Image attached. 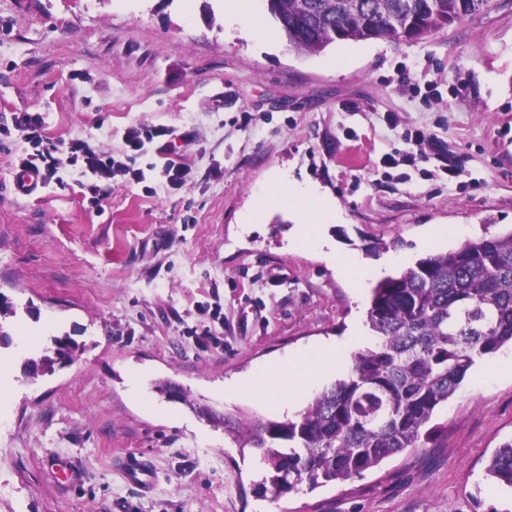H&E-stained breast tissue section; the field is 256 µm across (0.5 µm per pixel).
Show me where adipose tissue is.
<instances>
[{"label": "adipose tissue", "mask_w": 512, "mask_h": 512, "mask_svg": "<svg viewBox=\"0 0 512 512\" xmlns=\"http://www.w3.org/2000/svg\"><path fill=\"white\" fill-rule=\"evenodd\" d=\"M291 197L299 212L300 240L313 244L334 262L337 274L351 288H359L363 264L355 254L339 251L325 233L326 225L339 220L335 201L315 188L292 189ZM370 344V338L358 331L348 339L320 345L313 351L309 363H301L294 355L283 356L272 374L249 377L238 383L237 388L262 399L275 411L287 414L300 398L309 393L316 379L345 371L350 351L369 347Z\"/></svg>", "instance_id": "adipose-tissue-1"}]
</instances>
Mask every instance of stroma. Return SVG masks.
I'll list each match as a JSON object with an SVG mask.
<instances>
[{
	"label": "stroma",
	"mask_w": 512,
	"mask_h": 512,
	"mask_svg": "<svg viewBox=\"0 0 512 512\" xmlns=\"http://www.w3.org/2000/svg\"><path fill=\"white\" fill-rule=\"evenodd\" d=\"M225 0H0V512H512V488L486 472L512 440V348L477 358L410 448L344 483L257 489L264 465L207 412L273 418L226 392L279 356L351 334L375 278L352 290L295 245L290 181L335 198L340 248L387 276L482 227L512 229V0L418 41H342L300 54L271 17L264 36L229 23ZM37 112L46 135L99 152L139 122L168 129L136 165L144 182L106 194L77 167L24 195L30 153L12 123ZM250 124H243V116ZM434 134L461 169L389 167L403 130ZM188 164L178 189L165 160ZM274 194L255 229L244 218ZM430 224L447 236L419 244ZM399 261L385 265L386 257ZM68 335L72 361L30 376L29 360ZM172 381L182 398L153 384ZM152 458L143 493L118 463ZM68 459L76 478L56 479Z\"/></svg>",
	"instance_id": "1"
}]
</instances>
